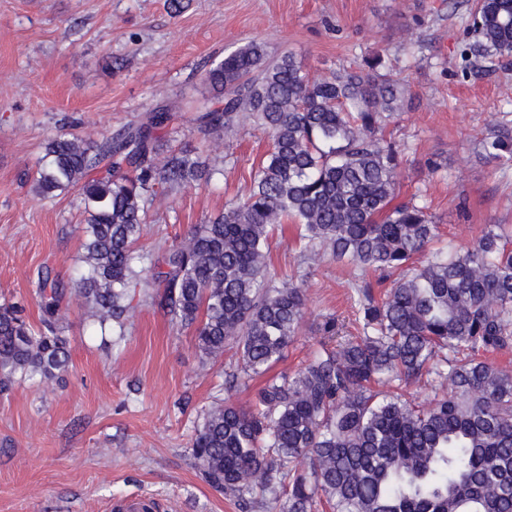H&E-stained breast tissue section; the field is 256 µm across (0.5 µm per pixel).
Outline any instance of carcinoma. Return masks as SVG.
I'll list each match as a JSON object with an SVG mask.
<instances>
[{
    "mask_svg": "<svg viewBox=\"0 0 512 512\" xmlns=\"http://www.w3.org/2000/svg\"><path fill=\"white\" fill-rule=\"evenodd\" d=\"M472 15L466 54L512 56V0H475ZM379 67L373 58L313 79L295 55L267 62L252 41L205 70L211 96L189 105L197 131L232 134L248 118L271 150L245 194L157 262L136 247L148 202L214 175L200 148L161 136L171 108L99 141L50 137L33 191H80L83 253L68 284L38 271L39 325L24 306L0 305V392L68 370V294L92 335L117 345L136 288L156 284L153 302L193 332L202 360L237 350L229 387L268 373L306 309L303 282L269 277L271 232L289 222L310 251L393 280L378 295L358 286L359 335L328 316L304 367L269 378L247 408L222 398L204 410L191 444L204 480L273 512H512V370L484 359L512 348V241L488 224L467 247L431 250L438 225L399 199L397 152L379 136L401 111L399 83ZM479 147L511 166L512 128ZM420 382L434 402L404 398Z\"/></svg>",
    "mask_w": 512,
    "mask_h": 512,
    "instance_id": "obj_1",
    "label": "carcinoma"
}]
</instances>
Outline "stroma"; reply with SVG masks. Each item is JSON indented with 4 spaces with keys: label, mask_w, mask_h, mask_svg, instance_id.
<instances>
[{
    "label": "stroma",
    "mask_w": 512,
    "mask_h": 512,
    "mask_svg": "<svg viewBox=\"0 0 512 512\" xmlns=\"http://www.w3.org/2000/svg\"><path fill=\"white\" fill-rule=\"evenodd\" d=\"M469 12V0H189L177 15L166 0H0V304L21 303L38 323V271L70 278L82 254L78 191L43 199L26 177L64 118L100 139L158 102L206 95L203 69L253 40L272 57L295 53L315 78L382 56L406 88L384 129L399 153L400 198L427 206L441 240L459 246L484 225L512 228V166L476 148L491 124L512 121V56L465 60ZM174 126L216 175L148 205L138 247L153 255L243 194L269 150L247 121L206 141L189 114ZM270 259L277 278L305 281L304 322L276 366L291 372L316 349L324 317L355 332V273L304 256L287 224ZM62 333L68 371L0 393V512H119L137 495L158 512H242L202 480L191 437L215 399L249 406L262 379L225 393L231 355L202 363L192 332L145 303L120 345L91 337L74 298Z\"/></svg>",
    "instance_id": "35a3bbf8"
}]
</instances>
